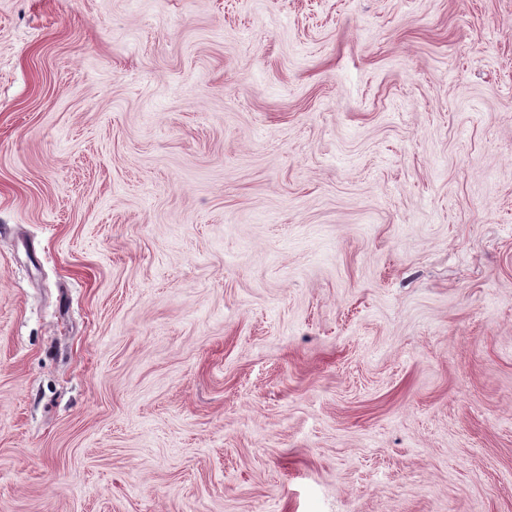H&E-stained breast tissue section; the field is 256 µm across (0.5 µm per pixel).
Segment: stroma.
Masks as SVG:
<instances>
[{
    "mask_svg": "<svg viewBox=\"0 0 512 512\" xmlns=\"http://www.w3.org/2000/svg\"><path fill=\"white\" fill-rule=\"evenodd\" d=\"M0 512H512V0H0Z\"/></svg>",
    "mask_w": 512,
    "mask_h": 512,
    "instance_id": "35a3bbf8",
    "label": "stroma"
}]
</instances>
